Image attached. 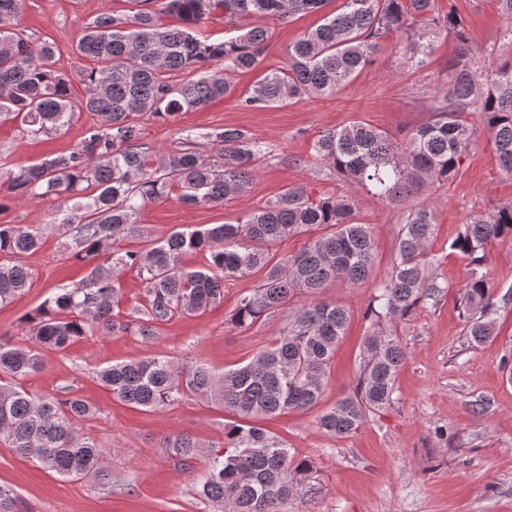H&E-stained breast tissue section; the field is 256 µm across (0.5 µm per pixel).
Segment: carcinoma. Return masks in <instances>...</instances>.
I'll use <instances>...</instances> for the list:
<instances>
[{
    "instance_id": "obj_1",
    "label": "carcinoma",
    "mask_w": 512,
    "mask_h": 512,
    "mask_svg": "<svg viewBox=\"0 0 512 512\" xmlns=\"http://www.w3.org/2000/svg\"><path fill=\"white\" fill-rule=\"evenodd\" d=\"M130 2L128 14H98L78 40L75 52L94 67L80 75L84 94L75 100L73 77L58 67L60 46L35 45L20 27L25 0H0V124L16 122L22 137L40 139L65 133L83 112L97 117L70 151L27 166L0 165V211L11 202L41 200L53 215L49 224H0V305L30 286L35 272L24 258L52 233L65 238L66 259L91 266L79 282L62 285L23 315L34 346L0 336V442L66 479L103 472L104 449L79 430L95 409L69 385L60 396H36L18 384L41 369L40 350L64 351L95 334L148 343L173 318L222 304L224 281L261 271L231 323L247 330L280 314L287 326L248 362L218 372L202 362L144 356L107 366L96 378L116 399L145 410L193 393L231 414L216 449L204 451L189 432L166 436L162 447L185 465L206 459L197 493L225 512H282L296 486L312 478L313 467L258 421L320 403L350 320L349 311L324 293L337 282L356 285L371 277L376 254L369 225L359 220L353 196L315 197L291 186L235 224L153 238L138 220L144 207L172 196L187 207L221 206L248 192L265 150L247 131L225 127L156 151L142 143L138 117L166 123L204 108L231 91L230 74L264 63L272 38L266 25L212 41L201 33L209 20L286 22L318 10L324 0ZM443 32L456 39L458 55L448 65L434 121L403 143L358 120L322 132L312 144L315 160L353 186L371 187L403 213L391 268L374 288L356 387L318 417L331 435L356 431L368 412L391 403L407 360L397 326L422 301L444 292L430 273L435 216L417 200L453 178L468 156L476 134L469 110L491 132L499 169L512 174V57L475 69L461 20L440 14L435 0H341L288 48L283 66L267 70L240 99L245 109H264L302 95H334L394 33L404 37L403 66L420 69ZM214 62L219 67L211 68ZM313 228L323 233L298 253L279 258L270 251L273 243ZM142 238L147 244L139 249L122 245ZM504 238H512V203L470 216L449 244L468 262L459 305L475 344L495 335L484 268L488 247ZM192 254L202 261L188 264ZM132 270L143 295L121 315L114 312L120 277ZM17 505L16 493L0 485V512H16Z\"/></svg>"
}]
</instances>
